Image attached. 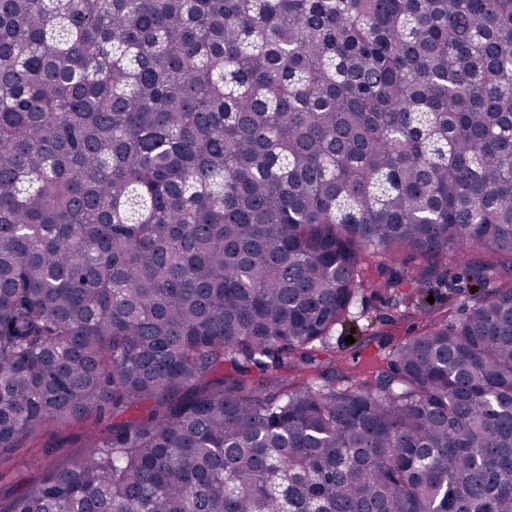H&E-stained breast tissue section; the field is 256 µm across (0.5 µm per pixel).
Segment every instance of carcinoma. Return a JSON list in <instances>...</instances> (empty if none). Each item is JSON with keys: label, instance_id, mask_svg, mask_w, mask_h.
<instances>
[{"label": "carcinoma", "instance_id": "1", "mask_svg": "<svg viewBox=\"0 0 512 512\" xmlns=\"http://www.w3.org/2000/svg\"><path fill=\"white\" fill-rule=\"evenodd\" d=\"M512 0H0V464L139 411L7 512H512ZM476 287L288 384L370 254ZM258 368L255 382L224 364Z\"/></svg>", "mask_w": 512, "mask_h": 512}]
</instances>
